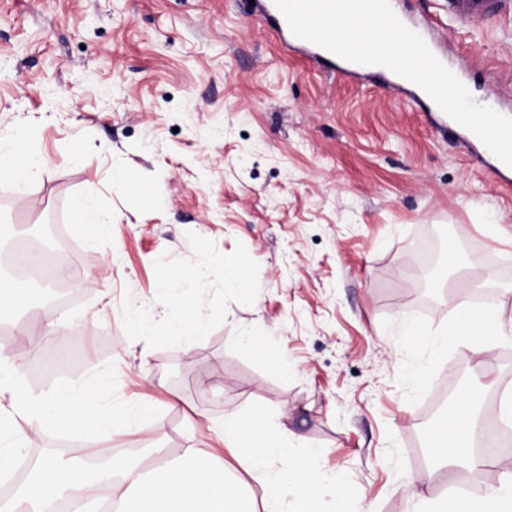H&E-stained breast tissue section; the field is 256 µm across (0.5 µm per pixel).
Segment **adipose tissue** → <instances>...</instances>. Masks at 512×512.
<instances>
[{"instance_id": "adipose-tissue-1", "label": "adipose tissue", "mask_w": 512, "mask_h": 512, "mask_svg": "<svg viewBox=\"0 0 512 512\" xmlns=\"http://www.w3.org/2000/svg\"><path fill=\"white\" fill-rule=\"evenodd\" d=\"M42 165L24 145L22 132L0 136V177L29 181ZM456 323L431 341L442 348L470 336H501L500 319L460 301ZM21 367L13 360L11 373H0V396L14 394L16 414L37 419L43 430L62 429L70 411L88 419L92 434L108 436L124 425L122 415L102 411L97 394L87 388L63 387L32 401L16 397L11 374ZM476 424L475 398L458 397L452 402L434 442V456L444 462V478L455 483L452 468L460 458L472 466L493 469L484 493L477 498H444L427 504L423 512H512V464L470 456ZM224 446L255 479L264 485V512H311L321 495L330 496L336 512H351L352 492L339 471L328 468L318 448L298 449L297 438L286 425L254 427L237 411L224 415ZM155 462L142 471L137 465L110 464L91 472L89 465H67L48 455L32 466L33 475L7 506L8 512H53L54 503L66 495L80 501L93 499L98 480L110 481L114 512H250L238 483L227 473L223 461L204 457L195 448L154 449Z\"/></svg>"}]
</instances>
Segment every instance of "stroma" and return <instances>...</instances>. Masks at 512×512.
<instances>
[{"label": "stroma", "mask_w": 512, "mask_h": 512, "mask_svg": "<svg viewBox=\"0 0 512 512\" xmlns=\"http://www.w3.org/2000/svg\"><path fill=\"white\" fill-rule=\"evenodd\" d=\"M395 7L476 101L512 118V0L466 22L446 0ZM15 128L48 171L0 179V251L67 240L76 299L0 264L29 289L14 323L42 339L34 350L8 329L0 357H22L26 393L91 386L131 421L92 439L17 420L24 462L92 448L147 469L158 446L222 457L235 410L323 449L353 507L407 512L396 487L431 464L424 442L447 400L480 379L494 409L512 388V338L435 356L423 343L453 320L465 274L494 277L492 310L512 322V171L393 75L281 48L260 0H0V134ZM122 168L151 179L153 201L113 185ZM80 196L111 218L98 241L73 213ZM217 262L240 266L247 289L225 287ZM188 263L201 275L184 298L205 302V333L174 336L162 284ZM145 300L151 314L129 325ZM73 336L81 362L47 369ZM277 354L287 374L270 368Z\"/></svg>", "instance_id": "obj_1"}]
</instances>
